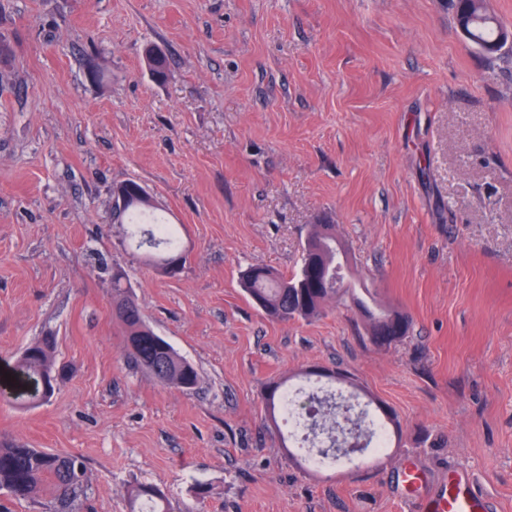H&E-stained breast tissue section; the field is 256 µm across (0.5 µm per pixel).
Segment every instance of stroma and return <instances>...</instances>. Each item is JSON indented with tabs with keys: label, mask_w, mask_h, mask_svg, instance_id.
<instances>
[{
	"label": "stroma",
	"mask_w": 512,
	"mask_h": 512,
	"mask_svg": "<svg viewBox=\"0 0 512 512\" xmlns=\"http://www.w3.org/2000/svg\"><path fill=\"white\" fill-rule=\"evenodd\" d=\"M0 42V363L50 334L67 370L45 404L0 400V440L81 457L77 512L140 482L170 512H429L408 460L512 512V46L485 57L451 0H0ZM128 180L180 225L178 275L113 223ZM324 213L402 341L350 302L272 321L244 293L250 265L295 273ZM116 266L196 389L127 363ZM313 366L396 413L384 455L289 456L262 395Z\"/></svg>",
	"instance_id": "1"
}]
</instances>
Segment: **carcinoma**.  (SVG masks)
I'll return each instance as SVG.
<instances>
[{
	"mask_svg": "<svg viewBox=\"0 0 512 512\" xmlns=\"http://www.w3.org/2000/svg\"><path fill=\"white\" fill-rule=\"evenodd\" d=\"M456 24L469 26L470 42L477 48L494 42L503 31L512 27L504 24L489 9L487 0H456ZM114 222L125 227V238L139 249L148 244L156 253L145 258L147 264L162 272L174 261L185 263L186 255L181 245L177 225L159 219L151 200H143L123 210H113ZM336 225L320 219L307 235L301 254L299 270L286 277L264 265L245 269L241 286L250 300L268 318L277 321L312 319L319 316L327 302L349 299L362 309L368 318V336L377 346H389L406 337L410 330L407 315L394 309L377 305L369 308L358 295L356 287L347 284L342 288L328 287L322 281L319 269L336 263ZM130 291L128 274L120 266L112 267V303L124 300ZM126 341L130 362L154 376L165 387L191 391L199 384L195 366L181 356L164 338L158 336L143 319L139 307L129 311L113 310ZM55 338L45 336L27 347L15 362L0 370V387L24 393L31 384L36 393L29 403L48 402L54 390L43 387L54 368ZM11 374L6 382L4 373ZM290 387L286 381H273L263 397L265 410L270 416L283 411V402ZM359 400L355 423L365 440L363 449L372 446L375 428L382 435L388 426L399 428L397 417L389 410L381 417L370 415L374 399L364 391H351ZM86 467L74 455H62L18 443L0 444V490L15 500L37 502L49 497L54 512H74L84 491ZM165 494L158 488L139 484L129 492L130 512H167Z\"/></svg>",
	"mask_w": 512,
	"mask_h": 512,
	"instance_id": "1",
	"label": "carcinoma"
}]
</instances>
